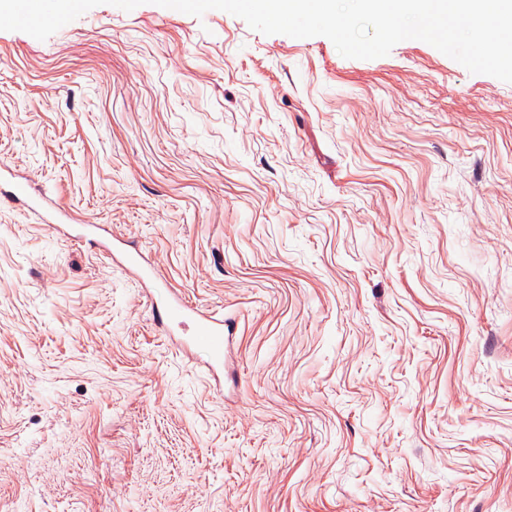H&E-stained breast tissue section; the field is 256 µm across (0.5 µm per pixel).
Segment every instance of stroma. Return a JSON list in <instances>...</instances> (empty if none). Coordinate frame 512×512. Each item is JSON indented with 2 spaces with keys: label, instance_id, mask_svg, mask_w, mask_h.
I'll list each match as a JSON object with an SVG mask.
<instances>
[{
  "label": "stroma",
  "instance_id": "stroma-1",
  "mask_svg": "<svg viewBox=\"0 0 512 512\" xmlns=\"http://www.w3.org/2000/svg\"><path fill=\"white\" fill-rule=\"evenodd\" d=\"M0 176V512H512V84L100 5L0 31ZM169 335L175 330L192 323L194 334L187 341H181L182 348L202 347L208 355L207 365L210 368L224 361V319L214 318L179 298L168 302L162 308Z\"/></svg>",
  "mask_w": 512,
  "mask_h": 512
}]
</instances>
